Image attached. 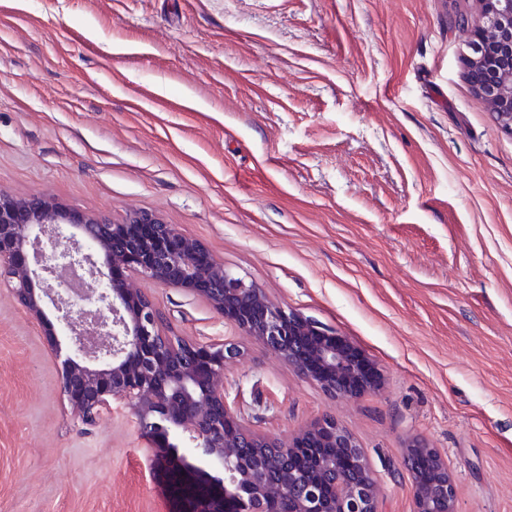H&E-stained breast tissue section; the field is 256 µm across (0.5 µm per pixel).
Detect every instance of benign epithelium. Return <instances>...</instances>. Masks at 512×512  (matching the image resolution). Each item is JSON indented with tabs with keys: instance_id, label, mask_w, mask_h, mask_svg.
Here are the masks:
<instances>
[{
	"instance_id": "benign-epithelium-1",
	"label": "benign epithelium",
	"mask_w": 512,
	"mask_h": 512,
	"mask_svg": "<svg viewBox=\"0 0 512 512\" xmlns=\"http://www.w3.org/2000/svg\"><path fill=\"white\" fill-rule=\"evenodd\" d=\"M481 4V28L465 57L468 78L512 130V0ZM60 265L89 270V308L77 321L63 308L67 290L52 284ZM131 273L203 298L224 322L255 337L329 396L356 398L374 388L364 368L369 358L351 341L273 302L174 225L150 214L114 224L43 197H0V284L37 321H44L46 303L61 312L71 350L62 363V388L71 407L93 421L112 409V400H122L164 447L186 438L224 467V479L210 487L195 480L196 467L184 458L169 461L176 499L197 505L193 512H378L375 473L347 430L326 415L288 441L244 426L224 396V371L241 356L240 347L165 335L161 314L129 287ZM91 317L103 336L98 346L88 345L81 330ZM203 356L209 364H200ZM421 459L431 461L423 475L415 468ZM404 460L413 512H457L447 459L413 439Z\"/></svg>"
}]
</instances>
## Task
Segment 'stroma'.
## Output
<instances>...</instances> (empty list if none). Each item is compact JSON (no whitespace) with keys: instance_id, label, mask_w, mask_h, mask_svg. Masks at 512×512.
Listing matches in <instances>:
<instances>
[{"instance_id":"1","label":"stroma","mask_w":512,"mask_h":512,"mask_svg":"<svg viewBox=\"0 0 512 512\" xmlns=\"http://www.w3.org/2000/svg\"><path fill=\"white\" fill-rule=\"evenodd\" d=\"M479 0H0V194L147 212L347 337L382 386L332 398L187 292L135 278L168 335L237 341L240 420L322 415L411 512L404 447L457 512H512V130L465 72ZM0 287V512H176L131 409L83 420L66 335ZM429 459L428 461H419ZM405 464L413 482L414 510L412 512H457L454 475L445 459L435 448L419 439H413L406 447ZM420 471H429L420 474Z\"/></svg>"}]
</instances>
